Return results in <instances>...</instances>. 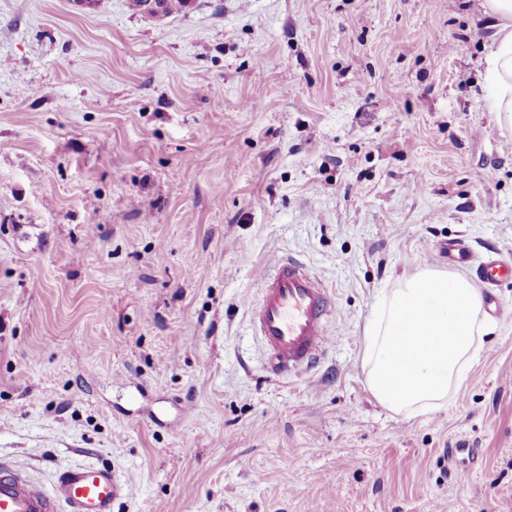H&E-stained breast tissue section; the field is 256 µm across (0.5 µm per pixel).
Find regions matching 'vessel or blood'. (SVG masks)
<instances>
[{"instance_id": "1", "label": "vessel or blood", "mask_w": 512, "mask_h": 512, "mask_svg": "<svg viewBox=\"0 0 512 512\" xmlns=\"http://www.w3.org/2000/svg\"><path fill=\"white\" fill-rule=\"evenodd\" d=\"M333 307L330 291L302 261L275 260L250 303L255 332L269 352V373L281 376L313 365L329 339ZM128 487V480L104 464L69 467L47 487L0 460V512H112Z\"/></svg>"}]
</instances>
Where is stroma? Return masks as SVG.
I'll return each mask as SVG.
<instances>
[{
  "label": "stroma",
  "instance_id": "35a3bbf8",
  "mask_svg": "<svg viewBox=\"0 0 512 512\" xmlns=\"http://www.w3.org/2000/svg\"><path fill=\"white\" fill-rule=\"evenodd\" d=\"M482 0H0V457L102 461L112 512H512V280L438 409L372 395L382 292L512 258ZM293 256L335 297L268 376L245 299Z\"/></svg>",
  "mask_w": 512,
  "mask_h": 512
}]
</instances>
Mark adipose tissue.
<instances>
[{
  "mask_svg": "<svg viewBox=\"0 0 512 512\" xmlns=\"http://www.w3.org/2000/svg\"><path fill=\"white\" fill-rule=\"evenodd\" d=\"M486 8L499 26L486 57V87L493 111L512 131V0H486Z\"/></svg>",
  "mask_w": 512,
  "mask_h": 512,
  "instance_id": "1",
  "label": "adipose tissue"
}]
</instances>
